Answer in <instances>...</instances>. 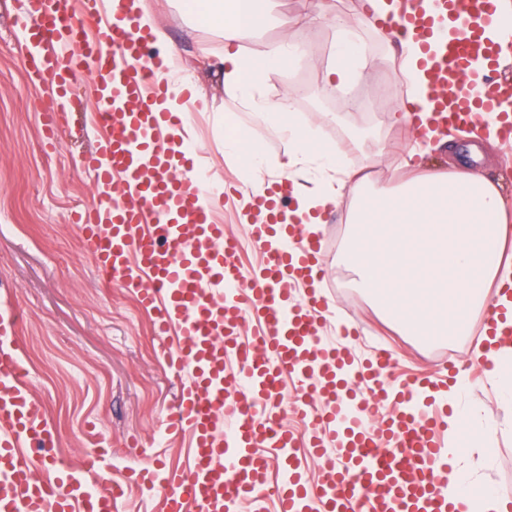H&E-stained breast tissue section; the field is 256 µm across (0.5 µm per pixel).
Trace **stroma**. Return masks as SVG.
<instances>
[{
	"mask_svg": "<svg viewBox=\"0 0 512 512\" xmlns=\"http://www.w3.org/2000/svg\"><path fill=\"white\" fill-rule=\"evenodd\" d=\"M324 1L330 18L307 25ZM145 2L177 54L180 79L195 92L185 117L198 159L210 179L235 189L222 208L224 232L246 241L243 263L254 264L258 254L248 242L243 215L272 179L287 176L288 141L272 135L249 103L225 92L216 67L224 49L217 29L194 22L178 0ZM18 7L19 0H0V304L22 316L21 352L33 395L47 411L58 463L81 474L86 459L97 460L113 482L126 487L116 512H164L159 487L138 485L128 469L142 458L156 460L165 470L187 466L185 444L170 440L165 431L181 377L165 360L166 343L155 332L153 311L140 306L136 288L104 283L79 228L68 220L72 209L95 199L79 164L100 132L91 127L75 137L65 132L57 149L44 148L41 114L51 103V91L26 75L25 50L14 29ZM276 10L292 18V26L285 30L270 21L242 41V51L260 55L285 34L309 50L288 67L268 72L254 91L256 101L270 107L290 102L297 124L314 141L337 150L378 184L402 182L413 151L430 172L446 171L452 154L459 163L469 161L468 136L453 134L447 146L417 138L412 123L394 119L405 100L404 88L392 86L402 59L394 36L362 21L365 0H278ZM336 14L353 23L359 42L370 48L352 81L364 98L354 112L325 85L330 66L325 50L336 41ZM236 127L250 129L264 146L262 170L245 182L241 160L224 149L226 133ZM479 147L483 159L477 171L499 185L512 204V143L484 138ZM352 199V191H345L319 233L324 241L321 287L330 305L327 334H334L341 321L354 326L358 336L351 344L359 356L370 337H377L395 353L396 380L434 374L448 365L469 372L483 310L471 315L467 335L422 345L385 320L355 287L352 272L339 265ZM468 397L496 426L488 479L494 488L512 487V408L500 402L485 379L471 383Z\"/></svg>",
	"mask_w": 512,
	"mask_h": 512,
	"instance_id": "stroma-1",
	"label": "stroma"
}]
</instances>
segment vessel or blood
<instances>
[{
    "mask_svg": "<svg viewBox=\"0 0 512 512\" xmlns=\"http://www.w3.org/2000/svg\"><path fill=\"white\" fill-rule=\"evenodd\" d=\"M499 0H401L389 24L426 37L449 18L453 34L429 59L424 107L447 131L471 132L480 114H496L501 141L512 140V72L486 29L498 26ZM14 24L28 47L23 65L48 83L45 144L68 117L80 77L94 85L97 107L85 123L105 131L84 161L97 189L95 204L72 214L101 278L136 286L159 336H174L169 363L184 380L169 420L189 434L188 470L158 474L137 465L143 482L159 485L166 512H260L275 497L279 512H457L448 488V452L440 437L447 412L438 392L448 383L420 378L393 385V357L379 351L356 361L323 332L328 302L317 289L323 244L301 225L282 223L291 183L280 179L249 206V234L262 253L253 270L239 243L225 235L202 201L195 154L182 118L160 110L186 94L167 80L168 61L149 56L150 33L139 24L143 0H21ZM470 80H461L463 72ZM480 336L486 357L512 342V323L491 297ZM20 316L0 311V512H112L115 499L85 491L72 470L52 479L36 469L51 463L52 432L31 396L19 346ZM293 378L295 403L308 422L323 475L307 484L285 423L283 383ZM281 461L269 484L266 449Z\"/></svg>",
    "mask_w": 512,
    "mask_h": 512,
    "instance_id": "obj_1",
    "label": "vessel or blood"
}]
</instances>
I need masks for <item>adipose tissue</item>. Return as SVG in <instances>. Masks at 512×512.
I'll return each instance as SVG.
<instances>
[{"instance_id":"obj_1","label":"adipose tissue","mask_w":512,"mask_h":512,"mask_svg":"<svg viewBox=\"0 0 512 512\" xmlns=\"http://www.w3.org/2000/svg\"><path fill=\"white\" fill-rule=\"evenodd\" d=\"M196 2L227 45L219 58L225 90L253 102L258 79L290 63L296 41L284 37L268 45L260 57L246 56L236 45L265 25L271 0H233L229 6L224 0ZM334 24L336 63L328 72V82L337 88L351 75L360 50L351 24L339 16ZM397 45L410 82L407 101L413 104L427 90L421 65L424 51L411 38L398 40ZM274 116L273 133L288 139L286 167L295 184L292 217L305 233H316L323 212L336 206L341 192L321 182L307 189L299 185V178L313 170L322 176L346 175L350 168L344 157L314 142L296 124L289 104H278ZM355 190L347 216L351 233L341 261L353 268L355 286L374 297L393 323L424 339L462 336L471 312L486 304L487 282L512 286V266L501 259L512 212L500 188L479 173L463 168L419 172L392 187L359 183ZM466 388L464 377H457L444 396L453 406L449 433L466 431L465 447L448 446L456 465L455 505L461 512H512V503L487 479L462 465L475 452L487 459L492 456L490 425L479 407L457 402Z\"/></svg>"}]
</instances>
